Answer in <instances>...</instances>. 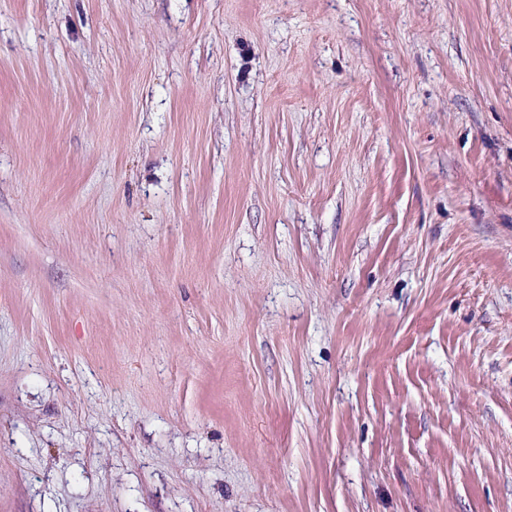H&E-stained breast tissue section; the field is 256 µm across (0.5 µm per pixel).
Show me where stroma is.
I'll use <instances>...</instances> for the list:
<instances>
[{"mask_svg": "<svg viewBox=\"0 0 512 512\" xmlns=\"http://www.w3.org/2000/svg\"><path fill=\"white\" fill-rule=\"evenodd\" d=\"M0 512H512V0H0Z\"/></svg>", "mask_w": 512, "mask_h": 512, "instance_id": "obj_1", "label": "stroma"}]
</instances>
